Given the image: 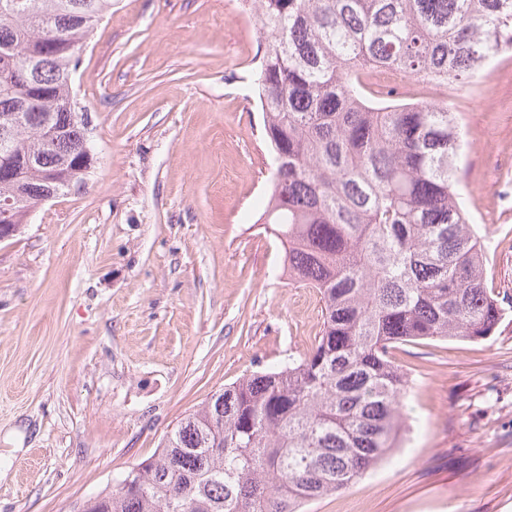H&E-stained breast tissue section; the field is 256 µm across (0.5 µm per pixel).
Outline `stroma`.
<instances>
[{"label": "stroma", "instance_id": "35a3bbf8", "mask_svg": "<svg viewBox=\"0 0 512 512\" xmlns=\"http://www.w3.org/2000/svg\"><path fill=\"white\" fill-rule=\"evenodd\" d=\"M242 0H112L80 55L85 187L0 243V512H75L217 391L323 323L259 217L274 159ZM461 103L488 285L512 306V53ZM393 457L305 512H512V315L488 339L397 346Z\"/></svg>", "mask_w": 512, "mask_h": 512}]
</instances>
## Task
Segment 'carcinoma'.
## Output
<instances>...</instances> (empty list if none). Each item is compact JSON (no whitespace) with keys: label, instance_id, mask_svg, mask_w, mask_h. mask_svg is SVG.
<instances>
[{"label":"carcinoma","instance_id":"cac0c4a2","mask_svg":"<svg viewBox=\"0 0 512 512\" xmlns=\"http://www.w3.org/2000/svg\"><path fill=\"white\" fill-rule=\"evenodd\" d=\"M0 0V151L23 164L0 200L39 205L42 175L85 137L71 73L112 0ZM264 41L256 85L274 157L261 220L289 276L316 289L310 351L254 372L178 422L104 491L107 512H299L377 466L402 431L408 380L391 351L480 341L507 310L460 192L461 125L446 103L365 86L366 69L473 83L512 50V0H243ZM50 39L63 52L42 55ZM61 128L47 141L45 121Z\"/></svg>","mask_w":512,"mask_h":512}]
</instances>
